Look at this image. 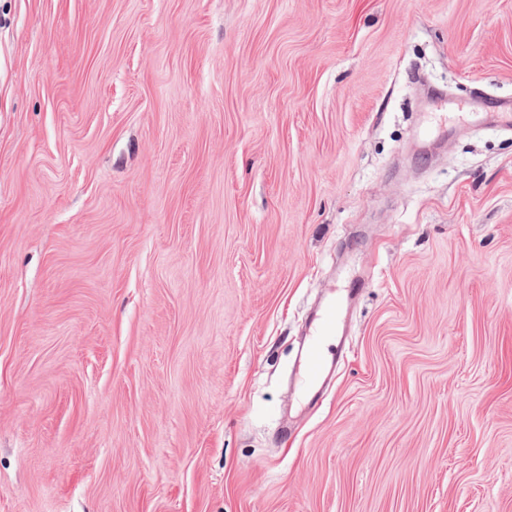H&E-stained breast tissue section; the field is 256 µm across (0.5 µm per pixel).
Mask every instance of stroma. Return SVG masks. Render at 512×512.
Returning a JSON list of instances; mask_svg holds the SVG:
<instances>
[{"label": "stroma", "mask_w": 512, "mask_h": 512, "mask_svg": "<svg viewBox=\"0 0 512 512\" xmlns=\"http://www.w3.org/2000/svg\"><path fill=\"white\" fill-rule=\"evenodd\" d=\"M492 101L512 0H0V512H512ZM339 317V309L336 301L327 304L308 343L304 369L301 376V385L305 392L311 393L329 366L337 364L338 360L330 357L323 348V339L326 336L336 335V324Z\"/></svg>", "instance_id": "35a3bbf8"}]
</instances>
